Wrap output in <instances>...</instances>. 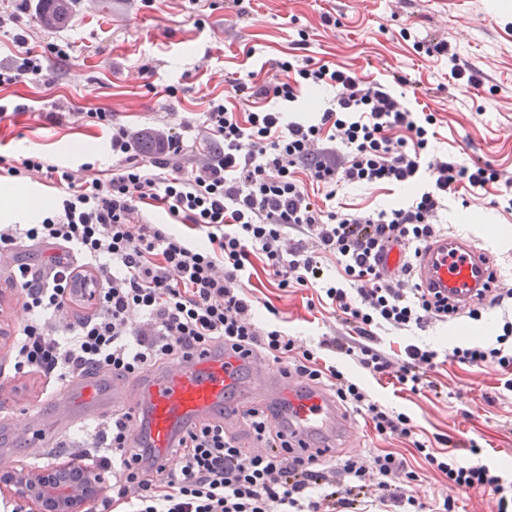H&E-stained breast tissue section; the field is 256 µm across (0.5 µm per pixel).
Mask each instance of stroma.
<instances>
[{
    "mask_svg": "<svg viewBox=\"0 0 512 512\" xmlns=\"http://www.w3.org/2000/svg\"><path fill=\"white\" fill-rule=\"evenodd\" d=\"M247 13L237 16L225 0H213L203 10L181 9L180 0H80L65 24L40 29L28 21L35 45L67 43L69 61L52 65L39 80L0 86V102L24 103L30 111L0 121V150L17 157L32 153L55 163L84 162L104 168L111 164L109 134L99 127L76 124L44 125L39 112L59 107L112 109L117 122L133 127L189 122L188 139H195V125L202 120L212 98L223 96L224 75H255L257 81L275 83L277 60L298 55L318 64L341 63L364 74L392 72L409 75L403 86L412 99V82L430 87L424 105L438 118L435 150L459 159L479 157L492 162L504 178L512 179V0H251ZM334 13L337 25L322 22ZM204 19L197 27L196 19ZM410 39H402L401 29ZM309 38L304 49L293 50L298 30ZM445 36L463 61L482 70L497 95L487 87L475 88L451 77L446 63H432L418 56L413 41ZM449 230L474 239L488 251L503 288H512V215L493 203L491 194L467 189L448 202L441 214ZM246 287L255 300L271 302L283 325L309 345L325 334L341 330L332 308L319 301L312 288L281 290L269 277L264 260L252 259ZM502 312L482 310L478 319L460 314L448 323L402 335L381 334L383 345L400 351L406 344L433 347L494 343L501 332ZM11 338L0 340V408L22 412L37 404L45 423H52L48 400L33 377L16 379L11 373ZM342 370L359 379L383 403L408 414L418 440L440 436L461 443L467 464L512 466V392L500 386L494 369L481 370L456 363L437 369L443 396L398 390L388 380L373 378L351 362ZM354 432L336 455L337 460L369 453L391 452L413 476L407 490L423 512H439L447 481L426 463L412 443L376 437L360 416H353ZM477 451H470V444Z\"/></svg>",
    "mask_w": 512,
    "mask_h": 512,
    "instance_id": "obj_1",
    "label": "stroma"
}]
</instances>
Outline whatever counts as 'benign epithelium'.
Masks as SVG:
<instances>
[{
  "label": "benign epithelium",
  "instance_id": "1",
  "mask_svg": "<svg viewBox=\"0 0 512 512\" xmlns=\"http://www.w3.org/2000/svg\"><path fill=\"white\" fill-rule=\"evenodd\" d=\"M0 490L25 502L31 512H83L89 501L101 495L103 476L80 461L45 470L0 466Z\"/></svg>",
  "mask_w": 512,
  "mask_h": 512
}]
</instances>
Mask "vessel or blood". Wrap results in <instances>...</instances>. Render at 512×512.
<instances>
[{
    "label": "vessel or blood",
    "mask_w": 512,
    "mask_h": 512,
    "mask_svg": "<svg viewBox=\"0 0 512 512\" xmlns=\"http://www.w3.org/2000/svg\"><path fill=\"white\" fill-rule=\"evenodd\" d=\"M487 251L455 233H444L423 249L416 280L420 287L447 298L449 308H470L484 293L492 272ZM127 382L113 380L102 390L72 376L53 392L55 405L96 417L123 403ZM284 400L288 418L278 421L292 452L334 456L352 433L348 415L325 389L307 384L288 368L273 370L251 355L233 353L216 344L167 367L147 381L135 396L148 415L145 438L157 452V465L197 422L221 414L243 426V414L257 404Z\"/></svg>",
    "instance_id": "obj_1"
}]
</instances>
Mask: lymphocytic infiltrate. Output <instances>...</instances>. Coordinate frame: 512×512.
<instances>
[{
  "mask_svg": "<svg viewBox=\"0 0 512 512\" xmlns=\"http://www.w3.org/2000/svg\"><path fill=\"white\" fill-rule=\"evenodd\" d=\"M38 0L0 16L15 51L0 63V84L44 77L50 63L70 59L67 44L29 42L23 15L42 12ZM416 53L447 59L454 79L478 87L483 74L463 68L447 38L416 43ZM275 84L247 83L228 73L225 100L204 114L201 152L185 134L187 124L132 128L108 109L71 114L49 111L53 126L81 120L111 130L112 167L93 170L0 153V178L35 181L57 191V206L33 224H0V255L12 256L9 283L22 293L12 344L16 375L51 380L92 372L136 377L150 368L189 357L221 342L291 361L295 373L325 386L381 436L412 437L410 417L372 399L323 356L351 359L372 377L404 391L434 392L440 362L500 372L512 388V318L495 344L472 343L436 350L409 344L397 353L381 345V330L409 332L448 320V308L430 300L411 279L422 248L441 234L440 211L462 189H497L496 205L512 214V192L501 173L480 158L461 164L452 156L428 157L435 139L434 113L409 106L393 85L406 75L373 78L336 64L283 59ZM327 91L317 123L284 122L280 109L303 91ZM249 112L240 116L237 104ZM306 171L325 188H416L409 203L371 212L328 210L298 179ZM22 242L49 247L44 266L15 258ZM403 248V274L388 276L382 253ZM263 255L280 288H320L341 331L304 345L281 326L273 306L259 307L244 280L252 255ZM335 263V276L325 273ZM275 413L253 409L249 428L266 451L254 454L211 421L179 439L173 468L156 467L153 449L130 439L135 424L118 412L87 439L94 460L111 475L108 493L90 512H358L375 496L397 512L416 499L400 481L403 464L393 454L350 457L340 467L318 468L316 457L286 453ZM417 450L448 481L450 492L495 495L498 512H512V473L463 464L456 446Z\"/></svg>",
  "mask_w": 512,
  "mask_h": 512,
  "instance_id": "1",
  "label": "lymphocytic infiltrate"
}]
</instances>
